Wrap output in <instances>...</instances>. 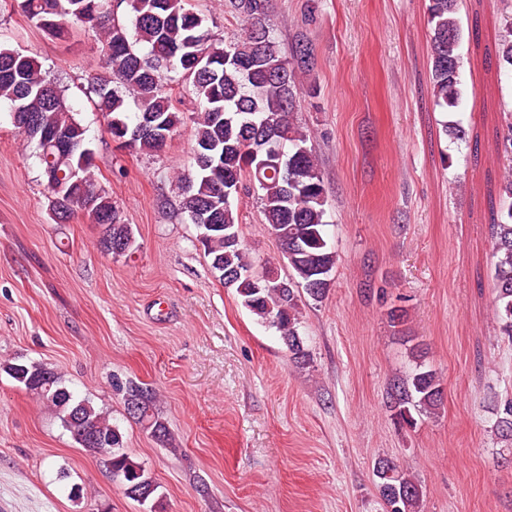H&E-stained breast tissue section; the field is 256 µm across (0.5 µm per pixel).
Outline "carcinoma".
<instances>
[{
    "label": "carcinoma",
    "instance_id": "carcinoma-1",
    "mask_svg": "<svg viewBox=\"0 0 512 512\" xmlns=\"http://www.w3.org/2000/svg\"><path fill=\"white\" fill-rule=\"evenodd\" d=\"M458 0H430L431 77L437 106L445 112L461 104L462 29ZM247 21L241 39L219 42L190 0H20L24 16L56 40L77 28L91 31L101 44L103 71L90 77L95 108L116 141L147 125L130 148L159 153L183 113L172 96L171 74L185 82L194 102L196 123L193 164L177 180L179 210L198 225V242L224 287L235 290L242 305L276 330L298 368L310 367L311 354L300 332V292L316 302L328 294L336 253L328 247L327 199L308 135L294 122L297 94L291 61L313 65V50L296 47L293 59L264 23L266 0H229ZM499 67L512 73V13L504 17L498 42ZM12 123L35 144L46 187L55 202L54 220L66 224L86 218L102 227L106 242L134 237L112 194L97 179L94 151L86 128L75 118L64 90L40 62L0 44V102ZM500 149L508 161L500 184V209L492 224V308L500 336L512 342V121ZM258 186L265 229L288 252L286 277L266 266L258 272L242 238L228 243L224 232L241 234L236 201ZM23 389L52 408L79 447L111 462L112 477L127 497L164 512L163 496L144 466L124 451L123 435L88 399H77L61 376L47 365L16 361L3 365ZM113 388L124 405H137L129 417L165 447L172 446L167 424L156 408L157 393L144 383L117 381ZM441 374L424 364L392 379L386 404L394 424L413 428L417 417L443 404ZM500 442L512 443V397L498 403L493 426ZM376 487L385 512H419L421 489L389 458L375 463Z\"/></svg>",
    "mask_w": 512,
    "mask_h": 512
}]
</instances>
